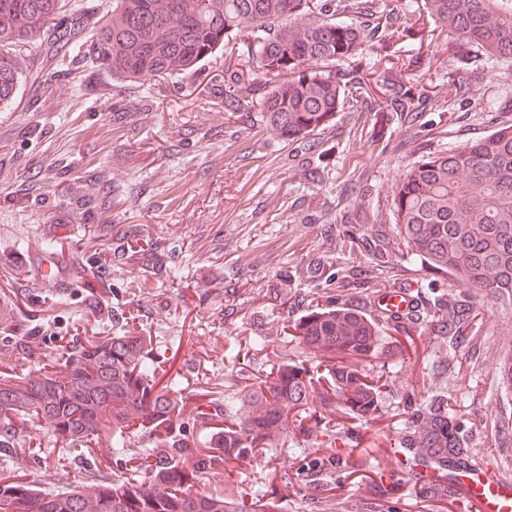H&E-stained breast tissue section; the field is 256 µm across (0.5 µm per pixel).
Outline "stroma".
I'll list each match as a JSON object with an SVG mask.
<instances>
[{
	"instance_id": "stroma-1",
	"label": "stroma",
	"mask_w": 512,
	"mask_h": 512,
	"mask_svg": "<svg viewBox=\"0 0 512 512\" xmlns=\"http://www.w3.org/2000/svg\"><path fill=\"white\" fill-rule=\"evenodd\" d=\"M41 50L32 46L29 71L11 109L0 111V308L19 327H0V371H21L59 356L72 338L119 332L126 318L153 339L162 374L181 379L185 409L178 439L202 445L211 428L195 407L223 414L224 400L242 384L226 356L233 343L263 336L261 369L285 361L314 375L323 363L288 335L312 308L317 289L341 271L362 270L359 289L407 284L420 304L447 294V274L410 260L393 233L392 198L398 177L428 153L461 146L512 123V72L484 59L456 63L448 43L433 42L425 58L431 95L413 126L378 127L370 112L345 109L315 134L322 161L298 151L260 112L225 111L210 92L223 58L184 77L124 83L74 59L50 88L36 75ZM466 87L448 95L449 80ZM107 181L108 197L79 199L92 179ZM146 230L160 245L166 272L112 260L117 238ZM65 237V288L38 285L34 259L51 237ZM385 244L386 262L375 245ZM325 255L320 280H309L312 256ZM101 278L105 293L86 281ZM31 336L22 353L18 333ZM477 349L448 392L474 433L470 458L512 479V435L499 426L512 415V390L500 376L512 360V316L486 303ZM360 369L389 380L378 419H347L349 450L332 475L330 492L304 476L302 464L332 456L316 435L282 437L251 464L204 477L249 512L254 498L276 512H463L459 497L417 495L414 472L388 454L400 437L407 398L428 400L435 387L380 328ZM142 432L117 448L103 437L93 449L57 450L47 431L34 433L14 471L33 488L58 492L96 476L115 481L132 472L133 457L153 454Z\"/></svg>"
}]
</instances>
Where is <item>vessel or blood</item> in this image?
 I'll return each instance as SVG.
<instances>
[{
    "mask_svg": "<svg viewBox=\"0 0 512 512\" xmlns=\"http://www.w3.org/2000/svg\"><path fill=\"white\" fill-rule=\"evenodd\" d=\"M467 494L464 512H512V480L494 471L464 467L457 475Z\"/></svg>",
    "mask_w": 512,
    "mask_h": 512,
    "instance_id": "1",
    "label": "vessel or blood"
}]
</instances>
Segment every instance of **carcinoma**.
Listing matches in <instances>:
<instances>
[{
  "instance_id": "obj_1",
  "label": "carcinoma",
  "mask_w": 512,
  "mask_h": 512,
  "mask_svg": "<svg viewBox=\"0 0 512 512\" xmlns=\"http://www.w3.org/2000/svg\"><path fill=\"white\" fill-rule=\"evenodd\" d=\"M448 41V56H484L512 70V0H412L388 9L380 0H112V15L88 0H0V108L11 106L27 75L22 58L40 41L53 82L59 63L81 55L128 83L183 76L225 52L224 70L211 78L224 88V111L263 113L291 142L326 129L337 112L373 102L375 123L412 122L430 96L420 79L424 44ZM375 54L371 72L363 55ZM393 232L406 255L453 276L459 288L425 313L448 353L424 370L432 379L456 378L464 350L491 301L512 310V124L418 161L401 177L392 199ZM126 259H159L157 245L140 234L123 244ZM353 275L339 279L331 304L293 325L307 350L327 362L324 382L303 367L283 364L242 396L225 404L230 425L205 448L169 436L181 414L174 378L157 386L152 341L133 328L75 342L71 351L20 375L0 378V457L17 452L14 420L37 419L61 446L86 445L112 432L122 445L133 431L156 434V461L148 477L90 480L63 492L40 493L0 477V512H238L225 495L194 490L202 476H221L290 432H316L332 444L343 418L377 411L379 386L350 359L368 352L338 336L354 327L336 319L349 311ZM386 325L413 341L420 316L383 315ZM403 435L392 449L398 465L420 475L424 497L438 493L448 462L470 457L471 432L443 389L429 401L406 405Z\"/></svg>"
}]
</instances>
